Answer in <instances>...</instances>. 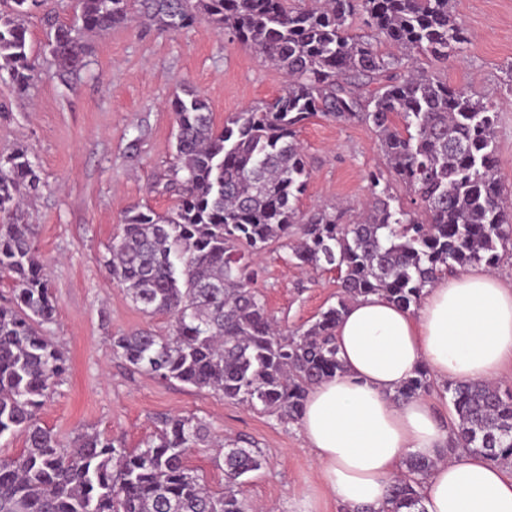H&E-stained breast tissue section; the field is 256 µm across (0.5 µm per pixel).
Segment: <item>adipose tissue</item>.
<instances>
[{
  "label": "adipose tissue",
  "instance_id": "obj_1",
  "mask_svg": "<svg viewBox=\"0 0 512 512\" xmlns=\"http://www.w3.org/2000/svg\"><path fill=\"white\" fill-rule=\"evenodd\" d=\"M342 373L311 387L298 427L346 512H382L406 454L435 460L426 512H512V476L481 456L439 455L448 429L421 397L397 389L427 367L441 381L492 380L512 359V289L473 267L428 288L415 312L371 294L336 327Z\"/></svg>",
  "mask_w": 512,
  "mask_h": 512
}]
</instances>
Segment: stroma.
<instances>
[{"label":"stroma","instance_id":"35a3bbf8","mask_svg":"<svg viewBox=\"0 0 512 512\" xmlns=\"http://www.w3.org/2000/svg\"><path fill=\"white\" fill-rule=\"evenodd\" d=\"M73 7V0H48L26 17L37 73L27 94L0 79V158L27 149L43 182L24 206L58 301L42 331L70 364L38 412L41 425L66 446L89 432L138 448L164 418L194 415L208 423L211 437H240L262 449L263 468L242 488L253 506L297 512L309 495L313 512H344L325 494L320 466L297 425L218 393L133 372L112 352L113 336L170 329L167 317L146 316L133 304L105 257L126 209L162 212L174 203L163 189L174 154L173 94L186 89L204 97L220 127L232 113L281 93L285 73L206 18L168 33L136 13L92 35L81 78L68 84L49 50L46 21L70 22ZM454 10L472 34L470 43L448 62L422 56L417 64L496 103L498 174L512 191V0H454ZM298 137L311 171L301 210L339 204L349 215L360 212L371 197L368 174L382 163L373 127L318 114ZM288 253L278 242L268 247L258 261V286L277 320L294 328L335 303L338 288L335 273L291 265Z\"/></svg>","mask_w":512,"mask_h":512}]
</instances>
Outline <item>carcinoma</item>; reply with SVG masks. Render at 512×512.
I'll return each instance as SVG.
<instances>
[{
	"label": "carcinoma",
	"instance_id": "carcinoma-1",
	"mask_svg": "<svg viewBox=\"0 0 512 512\" xmlns=\"http://www.w3.org/2000/svg\"><path fill=\"white\" fill-rule=\"evenodd\" d=\"M0 10V74L30 89L24 16L45 0H10ZM162 29L205 16L216 28L283 70L288 86L269 101L214 127L206 99L176 95L175 162L159 213L134 206L105 260L112 279L141 312L165 315L167 334L139 329L112 337L131 370L260 409L292 424L309 389L343 370L335 330L350 302L378 294L415 311L426 288L473 266L495 267L512 241V206L499 179L498 112L474 94L411 66L418 56L446 61L469 42L449 0H139ZM131 0H77L75 20L47 19L59 71L76 79L92 52L84 40L128 20ZM364 17L371 35L352 30ZM394 48L384 52L381 45ZM364 122L378 133L387 171L409 206L382 198V171L369 174L374 202L356 220L299 208L310 177L297 139L312 115ZM40 177L18 150L0 161V274L16 282L0 305V438L21 432L25 448L0 455V512H251L242 487L263 466L261 449L230 440L224 492L214 493L187 464L208 442L195 416L164 419L143 446L81 434L68 449L40 425L38 411L68 370L64 352L41 331L58 301L18 215ZM289 242L300 268L334 271L337 302L307 327L278 324L257 287L254 256ZM423 366L394 395L400 403L430 389ZM457 416L446 451L512 466V390L493 381L448 385ZM435 461L409 454L392 482L386 512H425L419 487Z\"/></svg>",
	"mask_w": 512,
	"mask_h": 512
}]
</instances>
